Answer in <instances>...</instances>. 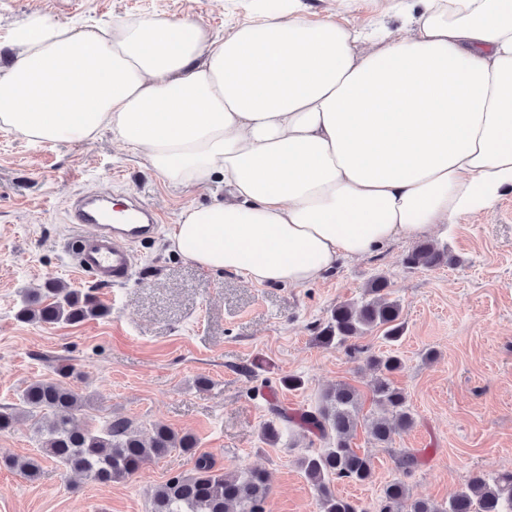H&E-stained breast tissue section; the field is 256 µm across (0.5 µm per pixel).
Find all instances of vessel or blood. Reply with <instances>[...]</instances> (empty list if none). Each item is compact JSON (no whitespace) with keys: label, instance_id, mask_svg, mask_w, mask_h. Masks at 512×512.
<instances>
[{"label":"vessel or blood","instance_id":"1","mask_svg":"<svg viewBox=\"0 0 512 512\" xmlns=\"http://www.w3.org/2000/svg\"><path fill=\"white\" fill-rule=\"evenodd\" d=\"M70 223L81 225L83 248L77 270L103 282L129 279L135 265L130 242L157 233L159 214L136 198L118 209L105 195L89 193L75 198L67 210Z\"/></svg>","mask_w":512,"mask_h":512}]
</instances>
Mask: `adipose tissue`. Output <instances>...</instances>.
<instances>
[{
    "label": "adipose tissue",
    "instance_id": "obj_1",
    "mask_svg": "<svg viewBox=\"0 0 512 512\" xmlns=\"http://www.w3.org/2000/svg\"><path fill=\"white\" fill-rule=\"evenodd\" d=\"M296 2L221 37L189 17L78 31L30 13L8 34L0 127L107 130L171 185L223 181L230 201L183 209L169 248L259 286L309 285L512 193V0H386L361 30Z\"/></svg>",
    "mask_w": 512,
    "mask_h": 512
}]
</instances>
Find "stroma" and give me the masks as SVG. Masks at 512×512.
Here are the masks:
<instances>
[{
  "label": "stroma",
  "mask_w": 512,
  "mask_h": 512,
  "mask_svg": "<svg viewBox=\"0 0 512 512\" xmlns=\"http://www.w3.org/2000/svg\"><path fill=\"white\" fill-rule=\"evenodd\" d=\"M268 7L267 0H0V39L32 11L63 24H107L140 15L191 17L224 35ZM302 15L341 18L360 28L382 0H299ZM95 189L136 195L158 210L160 230L136 244L138 264L121 285L77 273L65 251L81 232L67 223L74 195ZM223 187H173L137 152L101 133L95 140L36 144L0 130V407L16 404L29 383L51 379L59 363L67 381L91 403L81 424L120 416L142 434L162 423L197 439L195 454L217 468L266 469L269 512H320L298 459L322 442L300 430L278 443L264 440L271 401L291 411L314 408L340 382L356 387L361 416L381 415L372 399L366 358L390 350L404 362L393 382L405 389L413 427L398 431L391 449L358 427L352 445L370 456L371 480L335 483L361 512H376L383 488L398 472L393 453L417 452L421 464L407 483L412 498L447 503L478 471H512V194L495 206L442 228L454 264L413 269L403 259L415 243L391 242L347 259L299 288L254 285L213 273L172 253L167 236L189 206L223 201ZM389 281L402 306L405 331L397 345L375 332L329 348L316 340L337 304L360 300L375 276ZM55 280L91 292L110 316L44 326L18 319L24 294ZM301 377L297 389L287 375ZM30 420L0 432V512H150L152 490L189 471L195 454L172 450L133 479L98 484L43 462L38 480L7 468L5 456L36 455Z\"/></svg>",
  "instance_id": "stroma-1"
}]
</instances>
